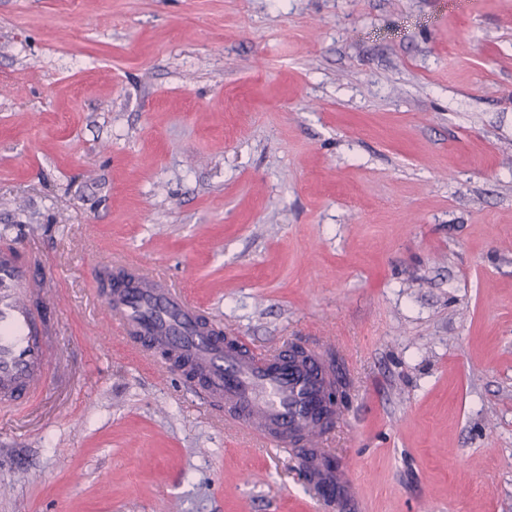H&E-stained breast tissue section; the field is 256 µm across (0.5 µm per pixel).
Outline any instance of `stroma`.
<instances>
[{"label": "stroma", "instance_id": "obj_1", "mask_svg": "<svg viewBox=\"0 0 512 512\" xmlns=\"http://www.w3.org/2000/svg\"><path fill=\"white\" fill-rule=\"evenodd\" d=\"M0 247L56 332L0 512H512V0H0ZM117 256L324 352L356 501L108 325Z\"/></svg>", "mask_w": 512, "mask_h": 512}]
</instances>
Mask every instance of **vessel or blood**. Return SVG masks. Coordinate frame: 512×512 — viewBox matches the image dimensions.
I'll list each match as a JSON object with an SVG mask.
<instances>
[{
    "label": "vessel or blood",
    "mask_w": 512,
    "mask_h": 512,
    "mask_svg": "<svg viewBox=\"0 0 512 512\" xmlns=\"http://www.w3.org/2000/svg\"><path fill=\"white\" fill-rule=\"evenodd\" d=\"M112 270L120 276L107 297L114 330L142 343L144 356L161 348L187 360L196 371L188 381L193 396L222 402L228 422L278 451L304 442L306 455L317 460L323 434L315 425L329 379L320 350L306 362L284 346L254 353L239 337L222 335L165 276L130 259L113 260ZM48 288L14 249L0 248V403L44 384L54 346Z\"/></svg>",
    "instance_id": "obj_1"
}]
</instances>
